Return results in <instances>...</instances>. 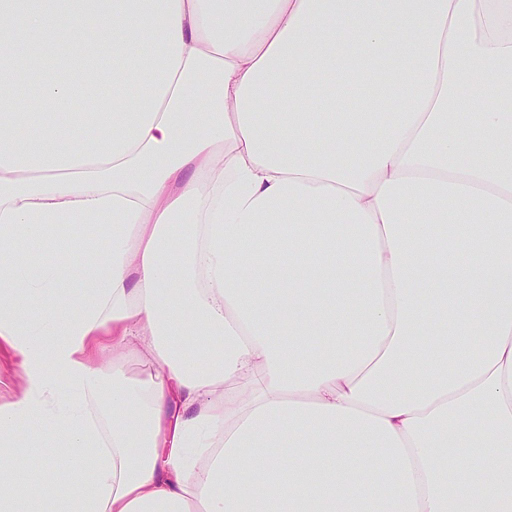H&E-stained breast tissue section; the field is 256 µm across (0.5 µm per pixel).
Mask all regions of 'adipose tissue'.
I'll return each mask as SVG.
<instances>
[{
    "mask_svg": "<svg viewBox=\"0 0 512 512\" xmlns=\"http://www.w3.org/2000/svg\"><path fill=\"white\" fill-rule=\"evenodd\" d=\"M0 96V512H512V0H0ZM60 126L67 139H91L97 135L96 128L85 122L84 117L75 122L70 121L66 116L62 117ZM78 250L75 247L68 252H57L53 250L42 251L35 261L37 266L43 263H52L65 272L64 281L68 288H76L82 277V270L76 257ZM0 402L13 399L20 384L19 369L7 354L0 356Z\"/></svg>",
    "mask_w": 512,
    "mask_h": 512,
    "instance_id": "adipose-tissue-1",
    "label": "adipose tissue"
}]
</instances>
